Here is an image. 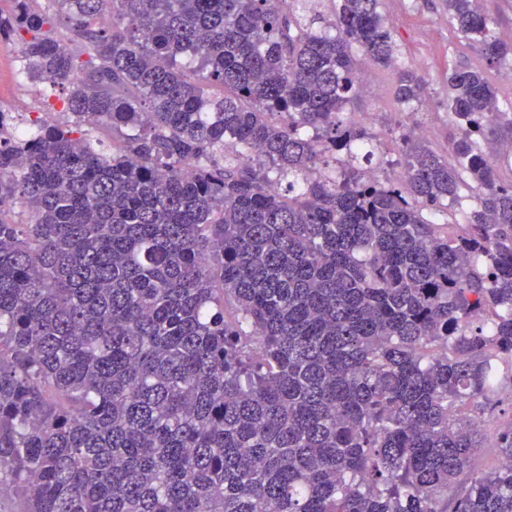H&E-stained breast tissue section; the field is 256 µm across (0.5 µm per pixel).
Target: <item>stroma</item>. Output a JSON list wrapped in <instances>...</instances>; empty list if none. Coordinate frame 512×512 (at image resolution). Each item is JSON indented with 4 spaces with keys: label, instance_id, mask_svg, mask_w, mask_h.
Here are the masks:
<instances>
[{
    "label": "stroma",
    "instance_id": "stroma-1",
    "mask_svg": "<svg viewBox=\"0 0 512 512\" xmlns=\"http://www.w3.org/2000/svg\"><path fill=\"white\" fill-rule=\"evenodd\" d=\"M380 9L392 26L406 61L429 83V102L415 111L404 110L395 94V74L385 68H373L371 87L350 105L352 119L362 127L374 148L373 167L384 179L401 182L402 164L391 138L398 127L428 126V145L439 153H447L449 142L457 130L448 121L445 102L448 98V70L465 66L482 71L498 89L500 99L512 100V79L489 65L480 51L457 36L448 24L443 0H382ZM27 83L20 58L11 50L0 49V110L28 118L42 111L45 97H26Z\"/></svg>",
    "mask_w": 512,
    "mask_h": 512
}]
</instances>
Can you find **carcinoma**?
I'll return each instance as SVG.
<instances>
[{
  "label": "carcinoma",
  "instance_id": "cac0c4a2",
  "mask_svg": "<svg viewBox=\"0 0 512 512\" xmlns=\"http://www.w3.org/2000/svg\"><path fill=\"white\" fill-rule=\"evenodd\" d=\"M47 2L0 0V47L68 116L16 136L0 110V484L26 512H512V180L487 161L512 101L448 70L451 157L397 133V185L347 115L366 62L426 99L381 0ZM445 4L511 75L476 0ZM506 387L479 471L468 412Z\"/></svg>",
  "mask_w": 512,
  "mask_h": 512
}]
</instances>
